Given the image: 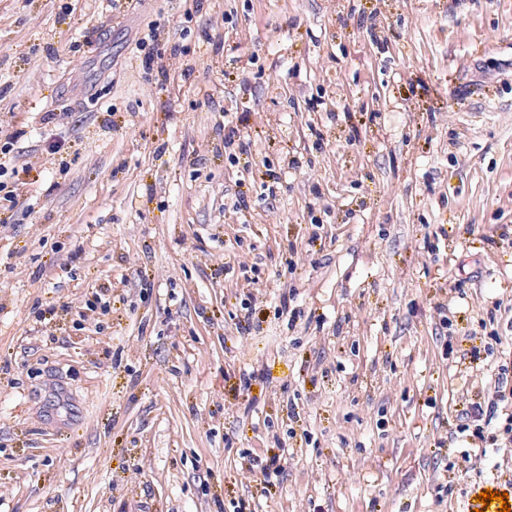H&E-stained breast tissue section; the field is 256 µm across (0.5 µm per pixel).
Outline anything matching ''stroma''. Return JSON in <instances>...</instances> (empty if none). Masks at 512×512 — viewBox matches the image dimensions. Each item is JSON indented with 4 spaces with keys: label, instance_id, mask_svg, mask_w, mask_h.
I'll return each instance as SVG.
<instances>
[{
    "label": "stroma",
    "instance_id": "35a3bbf8",
    "mask_svg": "<svg viewBox=\"0 0 512 512\" xmlns=\"http://www.w3.org/2000/svg\"><path fill=\"white\" fill-rule=\"evenodd\" d=\"M0 125V512L512 483L457 430L512 357V0H0Z\"/></svg>",
    "mask_w": 512,
    "mask_h": 512
}]
</instances>
